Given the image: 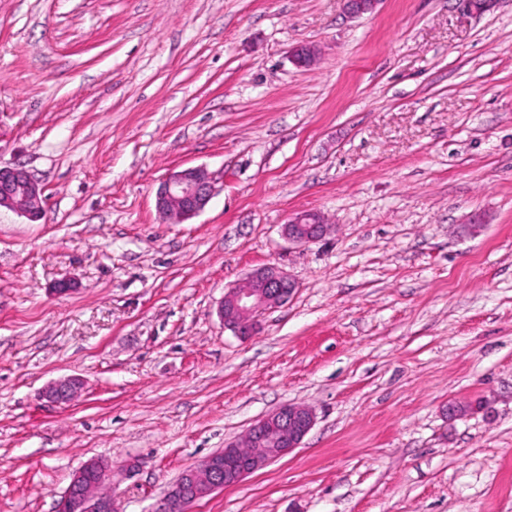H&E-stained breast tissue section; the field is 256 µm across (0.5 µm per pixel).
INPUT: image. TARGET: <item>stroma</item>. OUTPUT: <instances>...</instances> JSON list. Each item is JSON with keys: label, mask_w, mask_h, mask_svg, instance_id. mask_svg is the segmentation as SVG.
Here are the masks:
<instances>
[{"label": "stroma", "mask_w": 512, "mask_h": 512, "mask_svg": "<svg viewBox=\"0 0 512 512\" xmlns=\"http://www.w3.org/2000/svg\"><path fill=\"white\" fill-rule=\"evenodd\" d=\"M15 163L46 217L0 212V512L91 459L138 461L110 491L151 512L288 402L300 448L193 512H512V0H0ZM197 165L222 191L165 223ZM307 210L331 233L288 244ZM266 264L299 288L236 336L218 305ZM221 191L217 178L204 165L169 173L155 194V208L166 221L183 222L200 213ZM83 389L81 378L68 376L49 382L42 390L41 397L51 404H69L80 397Z\"/></svg>", "instance_id": "35a3bbf8"}]
</instances>
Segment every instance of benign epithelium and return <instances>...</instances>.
Returning <instances> with one entry per match:
<instances>
[{
    "instance_id": "7a95c632",
    "label": "benign epithelium",
    "mask_w": 512,
    "mask_h": 512,
    "mask_svg": "<svg viewBox=\"0 0 512 512\" xmlns=\"http://www.w3.org/2000/svg\"><path fill=\"white\" fill-rule=\"evenodd\" d=\"M379 0H344L353 15L372 11ZM221 191L217 178L204 165L169 173L155 194V208L166 221L183 222L200 213ZM14 212L30 222L46 215L44 187L24 166H0V210ZM329 229L323 215L303 211L288 218L283 234L288 242L306 246L322 240ZM296 281L283 269L268 264L254 269L239 286L225 289L219 304L224 327L238 336H251L268 311L288 302ZM84 389L83 380L68 376L49 382L41 397L51 404H69ZM315 410L286 403L257 420L243 442L225 444L224 450L204 458L185 471L156 503L152 512H192L200 498L242 481L246 476L300 447L315 424ZM93 474L96 482H86ZM115 470L98 461H88L75 473L58 502V512H122L116 496L100 493L113 482Z\"/></svg>"
}]
</instances>
